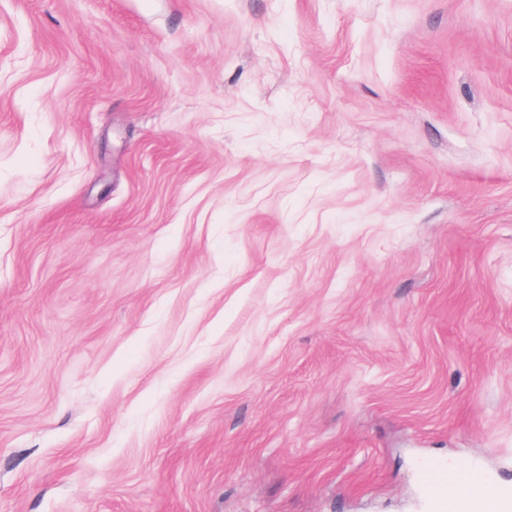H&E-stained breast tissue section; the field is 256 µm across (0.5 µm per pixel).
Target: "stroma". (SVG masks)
I'll return each mask as SVG.
<instances>
[{
  "label": "stroma",
  "mask_w": 512,
  "mask_h": 512,
  "mask_svg": "<svg viewBox=\"0 0 512 512\" xmlns=\"http://www.w3.org/2000/svg\"><path fill=\"white\" fill-rule=\"evenodd\" d=\"M512 486V0H0V512H422ZM425 504L427 512H452L458 495V486L448 466L426 464L423 468Z\"/></svg>",
  "instance_id": "35a3bbf8"
}]
</instances>
